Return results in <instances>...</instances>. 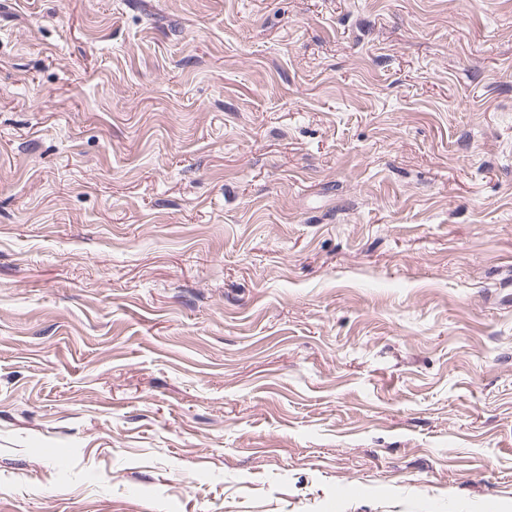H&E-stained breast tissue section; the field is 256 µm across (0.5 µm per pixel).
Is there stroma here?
<instances>
[{
    "instance_id": "35a3bbf8",
    "label": "stroma",
    "mask_w": 512,
    "mask_h": 512,
    "mask_svg": "<svg viewBox=\"0 0 512 512\" xmlns=\"http://www.w3.org/2000/svg\"><path fill=\"white\" fill-rule=\"evenodd\" d=\"M0 512H512V0H0Z\"/></svg>"
}]
</instances>
